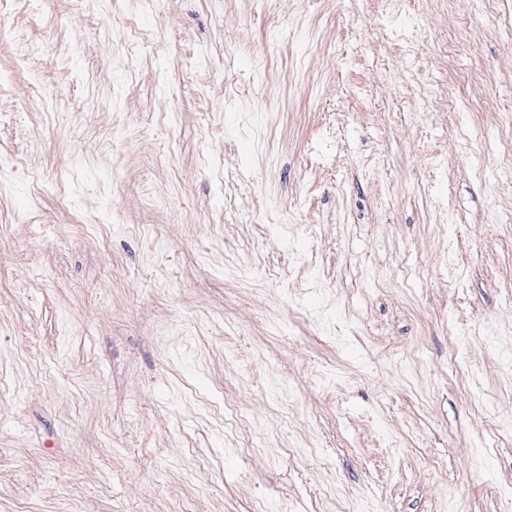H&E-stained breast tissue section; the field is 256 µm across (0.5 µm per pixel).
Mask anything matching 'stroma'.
I'll return each instance as SVG.
<instances>
[{"label":"stroma","instance_id":"35a3bbf8","mask_svg":"<svg viewBox=\"0 0 512 512\" xmlns=\"http://www.w3.org/2000/svg\"><path fill=\"white\" fill-rule=\"evenodd\" d=\"M512 0H0V512H512Z\"/></svg>","mask_w":512,"mask_h":512}]
</instances>
